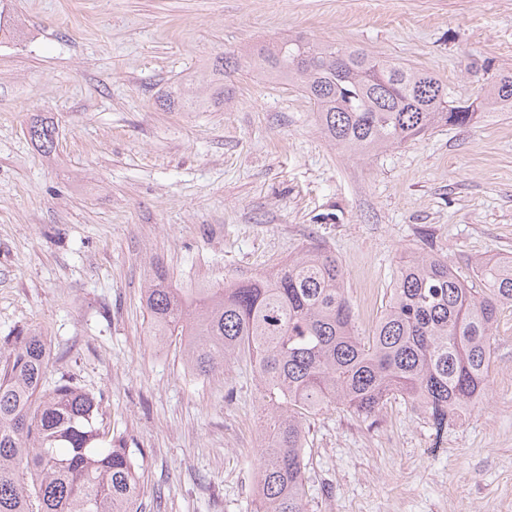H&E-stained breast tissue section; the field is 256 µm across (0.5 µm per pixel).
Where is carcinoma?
<instances>
[{"label":"carcinoma","mask_w":512,"mask_h":512,"mask_svg":"<svg viewBox=\"0 0 512 512\" xmlns=\"http://www.w3.org/2000/svg\"><path fill=\"white\" fill-rule=\"evenodd\" d=\"M254 67L297 85L313 101L324 135L354 154L401 145L439 125L466 127L447 84L427 69L364 49L290 37L262 48ZM237 59L211 64L219 85L183 98L159 97L168 111L224 102ZM481 104L512 109V74L498 76ZM45 154L55 126L28 129ZM471 280L427 252L394 278L372 334L361 335L335 256L309 248L278 269L222 288H174L156 269L143 288L150 333L176 337L193 373L208 377L246 358L257 380L264 424L255 487L257 512H306V423L341 405L366 419L393 396L448 425L483 404L494 331L512 307V257L478 260ZM49 348L30 329L0 347V512H141L143 487L122 436L112 433L101 397L72 377L48 382Z\"/></svg>","instance_id":"1"}]
</instances>
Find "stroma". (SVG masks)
<instances>
[{"instance_id": "obj_1", "label": "stroma", "mask_w": 512, "mask_h": 512, "mask_svg": "<svg viewBox=\"0 0 512 512\" xmlns=\"http://www.w3.org/2000/svg\"><path fill=\"white\" fill-rule=\"evenodd\" d=\"M0 342L45 336L49 375L102 398L144 512H255L261 407L248 362L187 375L142 291L215 287L318 246L371 334L397 270L427 251L464 279L512 257V111L387 151L333 145L297 87L242 71L223 107L159 109L206 63L301 33L426 68L473 100L512 73V0H0ZM53 123L44 154L27 129ZM483 406L436 429L401 398L307 422V512H512V307ZM479 482H471L472 472Z\"/></svg>"}]
</instances>
